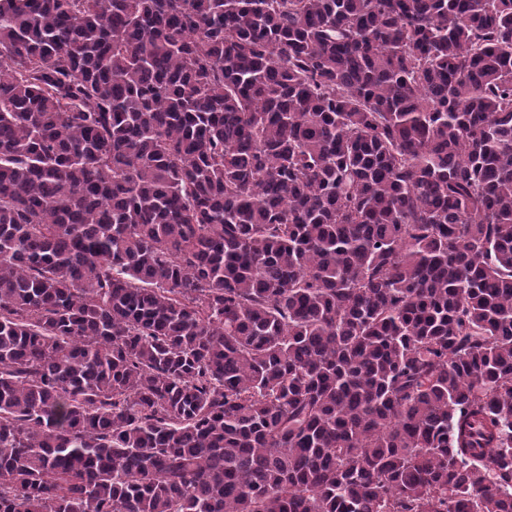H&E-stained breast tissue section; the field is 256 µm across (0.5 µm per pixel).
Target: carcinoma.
<instances>
[{
    "label": "carcinoma",
    "mask_w": 512,
    "mask_h": 512,
    "mask_svg": "<svg viewBox=\"0 0 512 512\" xmlns=\"http://www.w3.org/2000/svg\"><path fill=\"white\" fill-rule=\"evenodd\" d=\"M0 512H512V0H0Z\"/></svg>",
    "instance_id": "cac0c4a2"
}]
</instances>
